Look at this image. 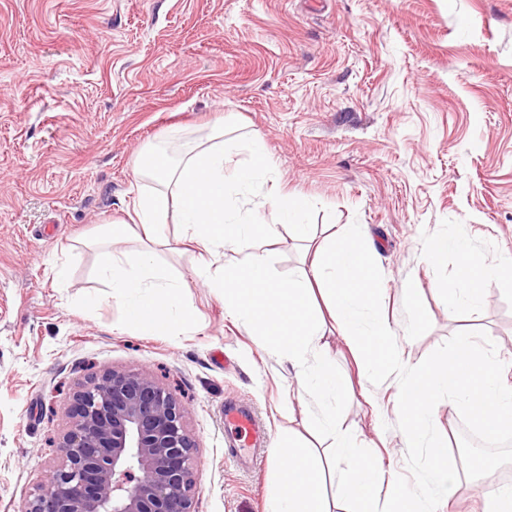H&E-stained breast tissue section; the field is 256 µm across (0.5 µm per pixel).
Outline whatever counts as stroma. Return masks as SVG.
Returning a JSON list of instances; mask_svg holds the SVG:
<instances>
[{
    "mask_svg": "<svg viewBox=\"0 0 512 512\" xmlns=\"http://www.w3.org/2000/svg\"><path fill=\"white\" fill-rule=\"evenodd\" d=\"M219 120L263 137L283 191L311 201L316 237L367 226L383 312L410 364L468 336L512 377V286L489 279L482 305L451 317L434 286L454 279L458 259L424 261L432 234L457 225L485 266L512 253V0H0V512H22L57 462L74 391L104 367L148 372L184 407L196 512H264L283 436L333 456L331 438L310 433L316 402L228 318L175 225L157 254L183 280L187 329L128 332L98 277L97 230L136 195L138 153L180 154ZM268 249L275 278L309 267L288 226ZM413 278L415 295L403 288ZM324 341L354 390L342 429L431 495L425 449L405 445L396 381L362 389L334 326ZM228 403L254 413L269 447L229 456ZM477 456L492 463L490 482ZM447 463L455 512L512 486V446Z\"/></svg>",
    "mask_w": 512,
    "mask_h": 512,
    "instance_id": "35a3bbf8",
    "label": "stroma"
}]
</instances>
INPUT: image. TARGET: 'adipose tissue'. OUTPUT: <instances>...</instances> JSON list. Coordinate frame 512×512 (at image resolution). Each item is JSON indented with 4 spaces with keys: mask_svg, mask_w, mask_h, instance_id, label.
<instances>
[{
    "mask_svg": "<svg viewBox=\"0 0 512 512\" xmlns=\"http://www.w3.org/2000/svg\"><path fill=\"white\" fill-rule=\"evenodd\" d=\"M132 173L141 188L126 218L106 222L100 234L106 249L99 276L123 304L126 328L172 336L191 323L179 305L181 278L158 263L154 251L166 242L164 226L178 224L201 252L198 272L204 286L217 289L225 310L288 362L300 392L321 408L310 420L311 432L330 435L336 458L352 464L336 481H327L316 451L285 438L274 451L281 489L270 498L268 512H328L331 498L346 512H438L450 505L457 486L445 458L431 460L433 494L421 497L409 492L397 473L383 470L372 448L337 428L336 408L349 399L350 390L321 343L325 326L334 324L362 378H399L402 427L411 448L446 449L434 425V411L444 402L466 408L485 433L512 430V380L498 358L465 336L451 351L407 367L395 346V329L381 312V272L361 225H343L317 244L306 276L274 279L269 251L255 249V242L274 239L280 224L307 240L312 227L305 222L307 200L282 192L271 177L259 135L228 140L219 122L184 156L176 159L156 147L135 162ZM249 196L262 198L273 223H258L243 211ZM133 236L146 244L130 254L121 245ZM229 245L245 253L230 268L224 264ZM450 253L460 260L456 280L438 291L448 313L480 306L491 276L512 277V256L496 268L485 267L472 254L464 230L433 236L427 261L436 264ZM381 481L388 487L383 499L376 494Z\"/></svg>",
    "mask_w": 512,
    "mask_h": 512,
    "instance_id": "obj_1",
    "label": "adipose tissue"
}]
</instances>
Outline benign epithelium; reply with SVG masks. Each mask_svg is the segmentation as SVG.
<instances>
[{"label":"benign epithelium","instance_id":"benign-epithelium-1","mask_svg":"<svg viewBox=\"0 0 512 512\" xmlns=\"http://www.w3.org/2000/svg\"><path fill=\"white\" fill-rule=\"evenodd\" d=\"M67 417L58 461L23 512H195L185 409L149 373L100 370Z\"/></svg>","mask_w":512,"mask_h":512}]
</instances>
